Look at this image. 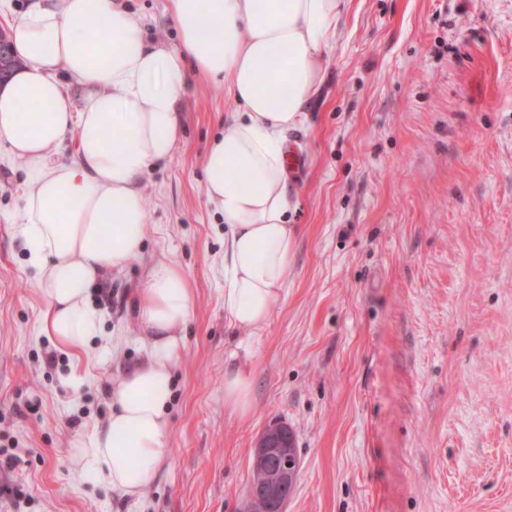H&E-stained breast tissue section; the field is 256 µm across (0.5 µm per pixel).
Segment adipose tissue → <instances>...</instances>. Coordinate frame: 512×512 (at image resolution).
Returning a JSON list of instances; mask_svg holds the SVG:
<instances>
[{
    "label": "adipose tissue",
    "instance_id": "adipose-tissue-1",
    "mask_svg": "<svg viewBox=\"0 0 512 512\" xmlns=\"http://www.w3.org/2000/svg\"><path fill=\"white\" fill-rule=\"evenodd\" d=\"M346 0H167L179 45L148 42L122 0H32L9 20L23 64L0 85V145L21 162L19 236L45 302L40 330L82 349L98 335L92 289L141 251L142 181L183 134L192 78L224 83L237 109L208 144L205 197L223 214L224 313L266 323L288 282L287 134L318 94ZM82 94L75 106L71 89ZM75 156L58 158L67 136ZM194 302L182 268L148 272L136 312L143 361L111 393L107 421L73 459L103 487L136 498L168 435L172 367Z\"/></svg>",
    "mask_w": 512,
    "mask_h": 512
}]
</instances>
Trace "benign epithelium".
Listing matches in <instances>:
<instances>
[{
	"label": "benign epithelium",
	"instance_id": "7a95c632",
	"mask_svg": "<svg viewBox=\"0 0 512 512\" xmlns=\"http://www.w3.org/2000/svg\"><path fill=\"white\" fill-rule=\"evenodd\" d=\"M299 456L292 430L274 423L258 436L250 460L248 508L262 505L263 512H285L299 474Z\"/></svg>",
	"mask_w": 512,
	"mask_h": 512
}]
</instances>
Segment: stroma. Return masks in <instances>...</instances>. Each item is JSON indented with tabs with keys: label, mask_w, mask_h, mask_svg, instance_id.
I'll return each mask as SVG.
<instances>
[{
	"label": "stroma",
	"mask_w": 512,
	"mask_h": 512,
	"mask_svg": "<svg viewBox=\"0 0 512 512\" xmlns=\"http://www.w3.org/2000/svg\"><path fill=\"white\" fill-rule=\"evenodd\" d=\"M148 41L178 43L166 0H124ZM235 108L197 83L172 155L144 179L150 230L93 300L102 332L71 353L39 331L45 308L17 234L24 173L0 146V512H244L253 444L293 430L286 512H512V0H348L318 95L289 137L297 231L268 322L224 317V219L202 158ZM175 261L195 289L173 367L166 455L136 499L70 456L143 356L134 303ZM253 407L224 408V369Z\"/></svg>",
	"instance_id": "obj_1"
}]
</instances>
